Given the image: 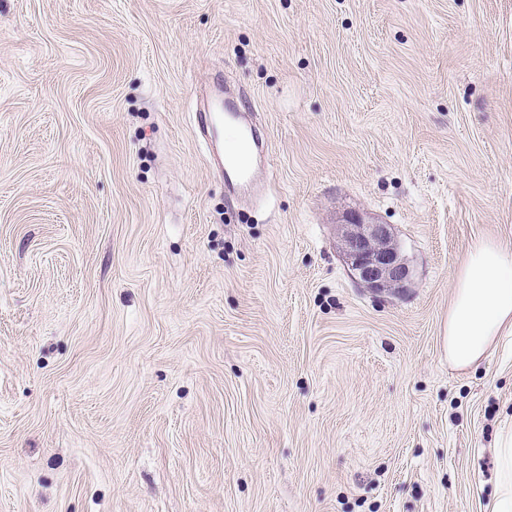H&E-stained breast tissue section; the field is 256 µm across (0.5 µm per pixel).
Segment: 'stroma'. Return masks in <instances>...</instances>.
<instances>
[{"label":"stroma","instance_id":"35a3bbf8","mask_svg":"<svg viewBox=\"0 0 512 512\" xmlns=\"http://www.w3.org/2000/svg\"><path fill=\"white\" fill-rule=\"evenodd\" d=\"M264 124L236 203L192 123ZM392 225L405 292L338 226ZM512 246V0H0V512H487L512 336L445 326ZM341 226V251L355 278L375 292H404L412 270L392 226L365 222L356 214ZM456 281L448 306V363L467 369L488 355L497 337L512 335V248L473 241Z\"/></svg>","mask_w":512,"mask_h":512}]
</instances>
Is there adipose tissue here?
I'll use <instances>...</instances> for the list:
<instances>
[{"label":"adipose tissue","mask_w":512,"mask_h":512,"mask_svg":"<svg viewBox=\"0 0 512 512\" xmlns=\"http://www.w3.org/2000/svg\"><path fill=\"white\" fill-rule=\"evenodd\" d=\"M456 281L448 306V362L466 369L488 355L497 337L512 335V248L489 239L473 241ZM496 457L492 512H512L511 429L501 433Z\"/></svg>","instance_id":"1"}]
</instances>
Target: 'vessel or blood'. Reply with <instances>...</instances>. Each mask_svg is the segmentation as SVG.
Here are the masks:
<instances>
[{"instance_id":"obj_1","label":"vessel or blood","mask_w":512,"mask_h":512,"mask_svg":"<svg viewBox=\"0 0 512 512\" xmlns=\"http://www.w3.org/2000/svg\"><path fill=\"white\" fill-rule=\"evenodd\" d=\"M243 97V91L235 90L201 104L195 112L207 157L213 170L223 176L225 192L233 196L253 185L254 159L266 152L262 129L239 109Z\"/></svg>"}]
</instances>
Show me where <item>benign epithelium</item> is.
<instances>
[{
	"instance_id": "benign-epithelium-1",
	"label": "benign epithelium",
	"mask_w": 512,
	"mask_h": 512,
	"mask_svg": "<svg viewBox=\"0 0 512 512\" xmlns=\"http://www.w3.org/2000/svg\"><path fill=\"white\" fill-rule=\"evenodd\" d=\"M341 251L355 278L375 292L400 293L411 282L412 270L389 224L351 216L343 225Z\"/></svg>"
}]
</instances>
